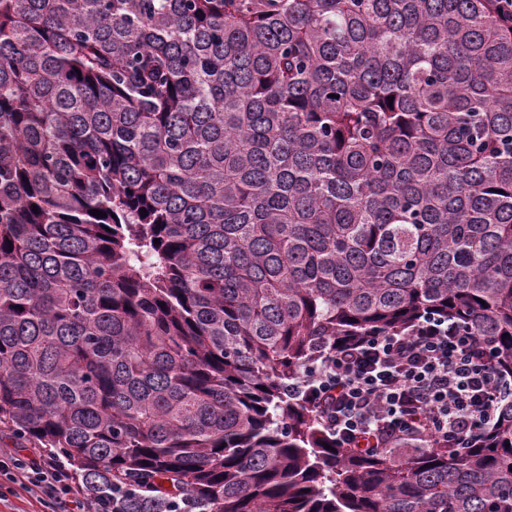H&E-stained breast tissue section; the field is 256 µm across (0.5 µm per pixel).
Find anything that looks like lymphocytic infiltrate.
<instances>
[{
	"label": "lymphocytic infiltrate",
	"instance_id": "obj_1",
	"mask_svg": "<svg viewBox=\"0 0 512 512\" xmlns=\"http://www.w3.org/2000/svg\"><path fill=\"white\" fill-rule=\"evenodd\" d=\"M289 393L319 405L342 445L378 441L392 453L408 441L466 447L494 423L503 383L489 347L457 323L427 317L405 332L324 347ZM0 471L59 512H90L70 471L41 449L0 448Z\"/></svg>",
	"mask_w": 512,
	"mask_h": 512
}]
</instances>
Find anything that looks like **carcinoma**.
<instances>
[{
    "mask_svg": "<svg viewBox=\"0 0 512 512\" xmlns=\"http://www.w3.org/2000/svg\"><path fill=\"white\" fill-rule=\"evenodd\" d=\"M420 316L512 378L499 0H0V442L118 512H512V398L401 459L288 398Z\"/></svg>",
    "mask_w": 512,
    "mask_h": 512,
    "instance_id": "cac0c4a2",
    "label": "carcinoma"
}]
</instances>
